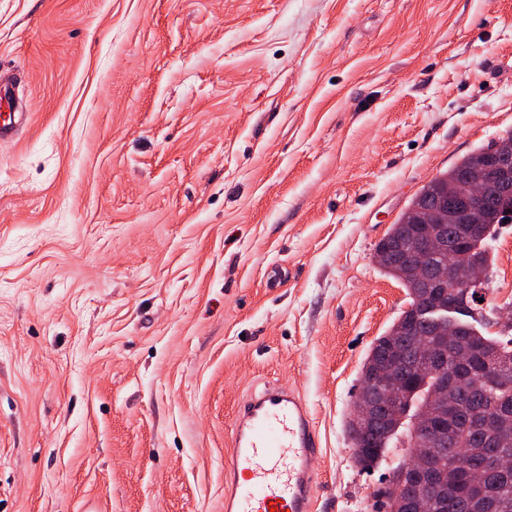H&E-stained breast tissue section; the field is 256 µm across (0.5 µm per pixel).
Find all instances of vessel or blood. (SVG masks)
<instances>
[{"mask_svg":"<svg viewBox=\"0 0 512 512\" xmlns=\"http://www.w3.org/2000/svg\"><path fill=\"white\" fill-rule=\"evenodd\" d=\"M0 139L28 115L15 111V87L0 80ZM318 446L310 408L294 389L269 384L246 397L224 457V512H313L318 481L311 459Z\"/></svg>","mask_w":512,"mask_h":512,"instance_id":"b4317fda","label":"vessel or blood"}]
</instances>
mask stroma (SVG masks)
<instances>
[{"label": "stroma", "instance_id": "35a3bbf8", "mask_svg": "<svg viewBox=\"0 0 512 512\" xmlns=\"http://www.w3.org/2000/svg\"><path fill=\"white\" fill-rule=\"evenodd\" d=\"M0 512H224L279 380L314 512H378L409 453L346 421L410 299L372 260L419 189L512 130V0H0ZM512 303V224L487 242ZM2 102L12 112L9 113L7 119L0 123V139L13 136L18 128L28 119L27 112H15L16 98L14 85L9 80L4 79L1 81L0 78V106Z\"/></svg>", "mask_w": 512, "mask_h": 512}]
</instances>
